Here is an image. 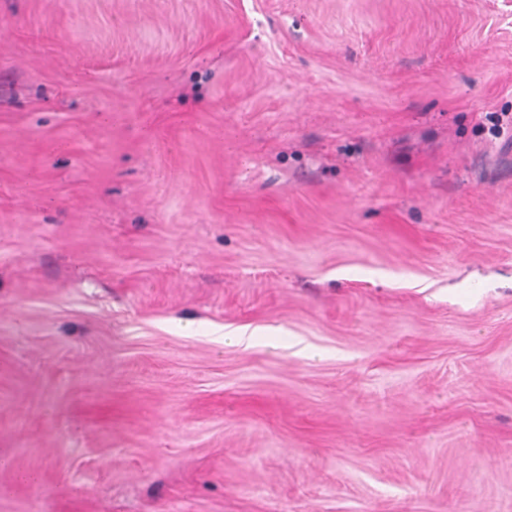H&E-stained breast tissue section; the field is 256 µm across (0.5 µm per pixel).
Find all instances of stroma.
Segmentation results:
<instances>
[{
	"mask_svg": "<svg viewBox=\"0 0 512 512\" xmlns=\"http://www.w3.org/2000/svg\"><path fill=\"white\" fill-rule=\"evenodd\" d=\"M0 512H512V0H0Z\"/></svg>",
	"mask_w": 512,
	"mask_h": 512,
	"instance_id": "1",
	"label": "stroma"
}]
</instances>
